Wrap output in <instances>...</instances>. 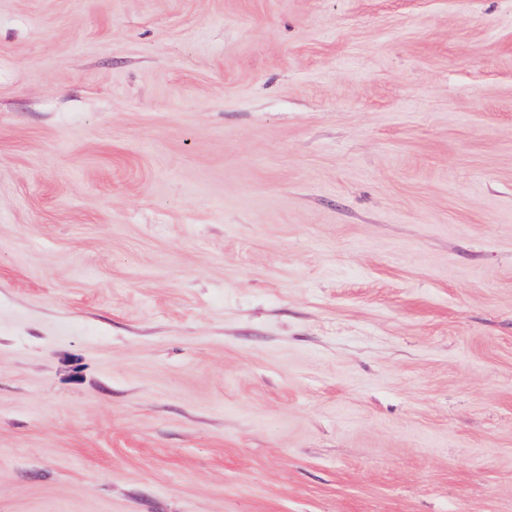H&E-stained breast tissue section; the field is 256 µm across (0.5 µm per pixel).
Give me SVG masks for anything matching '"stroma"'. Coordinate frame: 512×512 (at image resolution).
Listing matches in <instances>:
<instances>
[{"instance_id": "35a3bbf8", "label": "stroma", "mask_w": 512, "mask_h": 512, "mask_svg": "<svg viewBox=\"0 0 512 512\" xmlns=\"http://www.w3.org/2000/svg\"><path fill=\"white\" fill-rule=\"evenodd\" d=\"M0 512H512V0H0Z\"/></svg>"}]
</instances>
